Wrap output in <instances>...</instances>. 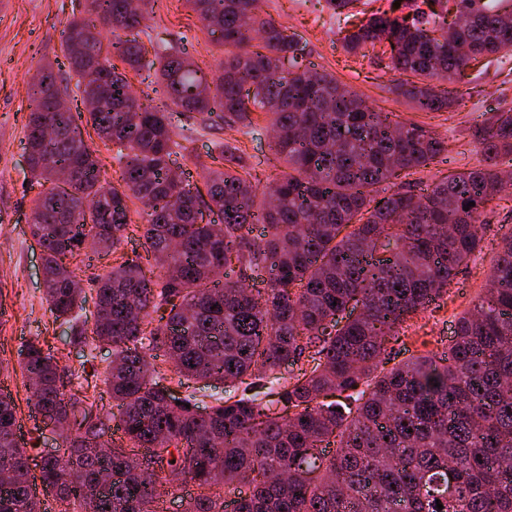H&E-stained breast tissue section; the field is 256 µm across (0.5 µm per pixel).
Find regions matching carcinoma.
<instances>
[{"mask_svg":"<svg viewBox=\"0 0 512 512\" xmlns=\"http://www.w3.org/2000/svg\"><path fill=\"white\" fill-rule=\"evenodd\" d=\"M185 2L224 42L212 81L177 43L146 59L144 15L130 0H85L65 28L67 80L99 138L116 146L124 190L108 185L72 108L59 104L70 91L53 65L28 83V168L48 185L30 224L45 298L75 341L90 332L112 347L103 382L127 445L98 449L108 417L82 391L66 393L57 361L28 342L19 365L33 409L61 431L65 449L33 472L16 404L0 392V512H41L39 485L72 512H150L161 486L186 479L199 493L184 512H224L228 502L237 512H512V238L492 265L487 298L457 320L448 350L391 368L383 358L394 328L480 254V208L507 188L494 159L512 155V105L477 130L479 165L421 196L397 189L377 199L373 187L430 165L447 142L302 67L304 48L260 15V0ZM357 2L325 0L343 24L344 50L388 45L389 68L421 77L391 91L419 111L452 109L459 96L449 85L471 64L512 54V0H432L438 13L405 0V15L359 12ZM443 14L452 19L436 25ZM103 30L123 63L155 69L171 104L202 122L244 123L250 104L271 114L272 148L288 172L266 178L269 200L256 205L261 179L252 175L211 169L204 196L170 174L193 129L174 132L168 112L132 95L102 53ZM132 198L143 205L150 268L106 270L93 323L81 321L75 255L113 253ZM251 224L266 229L258 242ZM234 262L244 279L266 270L267 287L223 280ZM350 305L363 312L340 322ZM160 349L186 379L238 383L243 394L211 407L177 404L160 384ZM285 365L298 366L286 381ZM330 392L339 399L320 401Z\"/></svg>","mask_w":512,"mask_h":512,"instance_id":"1","label":"carcinoma"}]
</instances>
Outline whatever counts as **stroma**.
I'll list each match as a JSON object with an SVG mask.
<instances>
[{
	"mask_svg": "<svg viewBox=\"0 0 512 512\" xmlns=\"http://www.w3.org/2000/svg\"><path fill=\"white\" fill-rule=\"evenodd\" d=\"M0 7V382L11 393L18 411L22 440L37 437L43 448L55 451L63 440L58 429L35 414L28 383L18 364L24 345L40 340L66 372L68 388H85L102 413L117 408L103 382L112 350L94 339L71 343L69 323L54 320L44 299L42 251L28 224L40 188L30 181L25 141L31 102L26 88L39 64H63L64 29L79 0H5ZM263 16L273 18L306 45L305 64L327 72L383 112L434 131L448 143L447 152L426 168L407 171L398 181L411 192L432 185L440 177L477 165L482 154L475 131L503 105L512 103V56L490 59L467 68L455 87L459 104L448 112L415 110L391 91L398 72L384 68L373 56L347 54L340 42L339 22L317 0H260ZM145 23L153 41H185L196 65L213 75L224 58V47L185 0H149ZM252 126L221 122L195 132L188 152L176 157L179 170L190 182L203 186L205 168L217 142L237 147L245 171L268 175L285 171L271 147L269 115L256 112ZM131 227L117 251L105 260H84L81 277L85 312H93L96 290L91 280L98 273L144 252L139 229L143 222L139 201L129 204ZM488 224L482 232L481 252L462 268L447 291L428 307L400 325L385 343V358L395 365L409 357L447 350L458 317L485 299L488 275L502 241L512 236V192L486 203Z\"/></svg>",
	"mask_w": 512,
	"mask_h": 512,
	"instance_id": "1",
	"label": "stroma"
}]
</instances>
